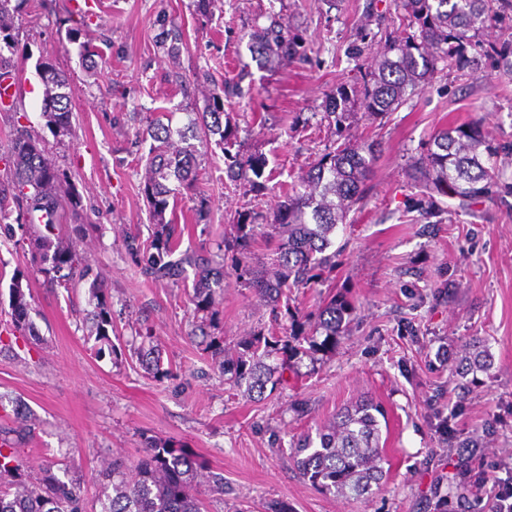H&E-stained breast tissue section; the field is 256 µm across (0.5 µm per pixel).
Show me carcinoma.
<instances>
[{
    "label": "carcinoma",
    "mask_w": 512,
    "mask_h": 512,
    "mask_svg": "<svg viewBox=\"0 0 512 512\" xmlns=\"http://www.w3.org/2000/svg\"><path fill=\"white\" fill-rule=\"evenodd\" d=\"M19 0H0V42L11 47L16 34L14 17ZM403 14L396 30L386 38L382 54L372 58L362 75L355 97L341 87L328 96L329 114L342 125L359 102L374 118L395 111L405 101L407 91L416 90L438 73V63L453 70L464 58L466 47L481 42L485 31L496 26L503 40L492 51L503 59L512 54V0H402ZM248 48L258 61L271 57L291 60L304 52V38L290 34L278 22L246 34ZM38 72L44 86L43 112L49 124L60 133L72 131L74 88L50 59L42 60ZM237 92L232 80L215 87L205 110L187 113L188 122L174 128L164 123L166 113L147 119L141 131L151 140L145 164L143 194L150 212L157 218L149 239L134 232L124 239L125 251L140 259L142 275L152 281L186 280L193 270L189 302L193 316L200 320L199 331L217 326L216 297L224 290V266L213 265L205 251H180L186 226L164 220L170 200L182 192L197 190L199 177L197 139L219 136L224 143V98ZM497 148L486 142L478 124H461L440 130L426 154L409 168V177L421 188L429 207L438 198L458 200L462 211L480 198H503L512 194V184L501 183L502 172L495 157ZM377 145L371 141L342 142L336 149L314 160L301 177L300 187H291L285 199L277 201L272 223L278 225L273 240L277 267L270 273L244 269L249 284L268 302L278 305L288 298V288L320 278L331 266L325 254L330 236L347 221L351 208L367 190ZM6 164L9 175L0 181V234L19 244L30 241L39 251V272L49 275L56 287L67 288L74 277L89 271L88 259L62 245L66 226L60 223L63 190L60 171L45 157L40 144L19 130L13 134ZM26 215V223H7L12 209ZM11 322L22 336H38L31 319L35 311L25 298L19 281L11 286ZM92 314L96 341L110 342L111 305L103 292L95 294ZM352 304L333 298L319 314L323 341L307 338L309 348L299 340L284 341L259 332L245 347L252 353V364L233 363L224 358V341L209 336L205 351L222 372H232L237 384H246L248 395L262 396L267 385H276L274 368L266 363L271 348L292 358L299 352L324 350L336 339V332ZM493 355L485 341L472 338L453 368L460 388L467 392L478 382L477 373L488 372ZM382 408L363 400L336 413L333 421L317 432V439L306 435L294 445L289 460L298 474L319 491L329 495L364 498L374 493L386 478L385 448L380 445L378 417ZM31 424L25 409L17 406L13 417L0 424V512H83L81 482L71 474L72 464L55 472L44 466L34 473L28 459L17 450L27 439ZM199 478L220 485L224 478L208 470L206 463L190 456L169 440L149 437L143 452L132 467L112 460L103 461L98 472L101 495L97 512H204L202 502L192 494Z\"/></svg>",
    "instance_id": "carcinoma-1"
}]
</instances>
